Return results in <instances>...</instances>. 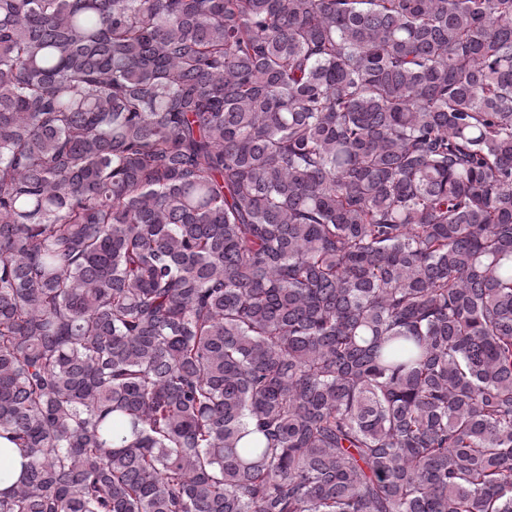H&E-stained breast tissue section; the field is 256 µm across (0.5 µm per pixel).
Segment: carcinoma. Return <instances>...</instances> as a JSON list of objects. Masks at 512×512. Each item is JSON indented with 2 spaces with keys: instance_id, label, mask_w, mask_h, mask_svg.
I'll return each mask as SVG.
<instances>
[{
  "instance_id": "carcinoma-1",
  "label": "carcinoma",
  "mask_w": 512,
  "mask_h": 512,
  "mask_svg": "<svg viewBox=\"0 0 512 512\" xmlns=\"http://www.w3.org/2000/svg\"><path fill=\"white\" fill-rule=\"evenodd\" d=\"M0 512H512V0H0Z\"/></svg>"
}]
</instances>
